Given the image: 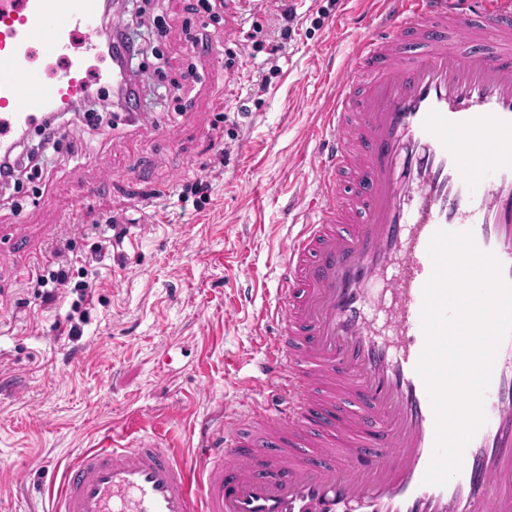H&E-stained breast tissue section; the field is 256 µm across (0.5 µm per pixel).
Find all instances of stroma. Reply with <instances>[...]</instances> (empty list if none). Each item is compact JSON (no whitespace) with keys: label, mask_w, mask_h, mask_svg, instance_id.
<instances>
[{"label":"stroma","mask_w":512,"mask_h":512,"mask_svg":"<svg viewBox=\"0 0 512 512\" xmlns=\"http://www.w3.org/2000/svg\"><path fill=\"white\" fill-rule=\"evenodd\" d=\"M196 2L109 14L104 27L145 49L132 61L147 78L145 111L122 113L105 136L84 127L48 152L38 179L0 189V512H50L48 486L67 460L112 433L153 436L197 461L201 421L248 400L227 374L259 358L253 314L276 285L288 197L317 184V115L358 35L338 18L374 0H293L288 20L261 0H224L218 29ZM189 33L210 50L192 49ZM197 178L211 183L204 205L180 195ZM94 182L98 193L78 201V186ZM157 187L165 195L142 202ZM76 210L80 223H69ZM111 216L128 233L95 262L94 280L73 269V287L40 304L37 276L89 255ZM84 281L93 298L70 336L57 324Z\"/></svg>","instance_id":"stroma-1"}]
</instances>
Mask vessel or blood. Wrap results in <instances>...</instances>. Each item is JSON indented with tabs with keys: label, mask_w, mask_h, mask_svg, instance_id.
<instances>
[{
	"label": "vessel or blood",
	"mask_w": 512,
	"mask_h": 512,
	"mask_svg": "<svg viewBox=\"0 0 512 512\" xmlns=\"http://www.w3.org/2000/svg\"><path fill=\"white\" fill-rule=\"evenodd\" d=\"M106 0H0V157L110 55ZM320 115L313 197L256 314L260 421L224 410L198 466L113 435L62 471L53 512H512V335L459 475L425 483L417 365L438 230L473 232L512 283V0H380Z\"/></svg>",
	"instance_id": "vessel-or-blood-1"
}]
</instances>
